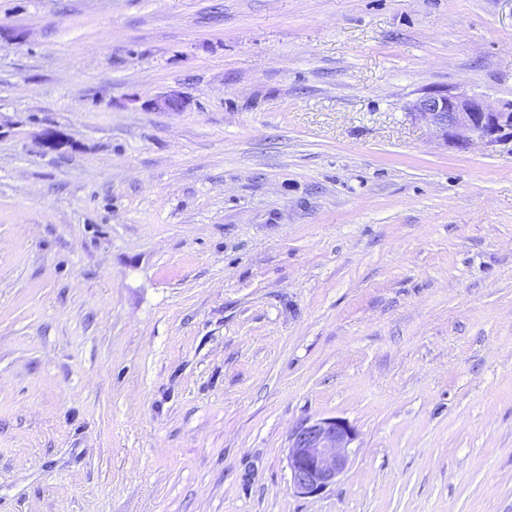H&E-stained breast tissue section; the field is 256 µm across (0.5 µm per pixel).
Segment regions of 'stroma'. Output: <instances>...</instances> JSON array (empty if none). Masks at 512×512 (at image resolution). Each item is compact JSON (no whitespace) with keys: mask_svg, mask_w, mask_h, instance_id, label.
Listing matches in <instances>:
<instances>
[{"mask_svg":"<svg viewBox=\"0 0 512 512\" xmlns=\"http://www.w3.org/2000/svg\"><path fill=\"white\" fill-rule=\"evenodd\" d=\"M436 88L512 0H0V512H512V138ZM409 113L427 122L445 146L460 151L476 142H498L506 129H512V100L492 108L480 98L448 90L424 93L413 101ZM352 427L342 419L326 418L296 425L288 436V471L291 488L300 495L321 494L345 471Z\"/></svg>","mask_w":512,"mask_h":512,"instance_id":"obj_1","label":"stroma"}]
</instances>
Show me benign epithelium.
<instances>
[{"instance_id":"obj_1","label":"benign epithelium","mask_w":512,"mask_h":512,"mask_svg":"<svg viewBox=\"0 0 512 512\" xmlns=\"http://www.w3.org/2000/svg\"><path fill=\"white\" fill-rule=\"evenodd\" d=\"M153 107L179 112L186 101L170 94L154 99ZM410 115L427 122L445 146L465 151L476 142L493 144L512 129V100L492 108L480 98L432 90L413 101ZM354 437L352 427L338 418L296 425L288 436L291 488L315 496L334 485L347 467Z\"/></svg>"}]
</instances>
